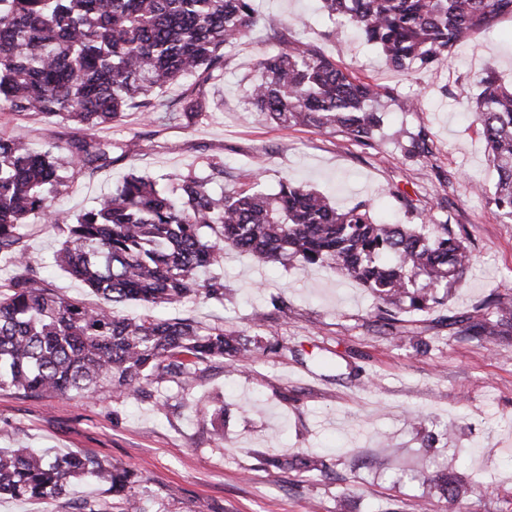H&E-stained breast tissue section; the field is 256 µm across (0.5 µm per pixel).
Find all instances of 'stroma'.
I'll use <instances>...</instances> for the list:
<instances>
[{"instance_id":"1","label":"stroma","mask_w":512,"mask_h":512,"mask_svg":"<svg viewBox=\"0 0 512 512\" xmlns=\"http://www.w3.org/2000/svg\"><path fill=\"white\" fill-rule=\"evenodd\" d=\"M253 6L262 23L226 47L224 70L208 84V119L188 126L132 111L98 128L102 138L139 136L140 150L61 187L60 218L90 206L130 172L171 175L214 158L224 163L228 190L255 173L269 193L286 179L328 195L342 210L371 201L385 222L464 226L472 259L462 284L439 289L429 310H401L397 333L374 326L372 295L331 267L293 258L260 266L225 249L223 303L150 312L167 319L190 313L246 335L264 314L278 353L258 354L232 373L214 365L189 386L154 383L136 398L108 387L87 399L0 388V448L20 444L52 457L77 451L121 462L138 473L133 494L147 512H336L343 495L351 512H419L426 498L432 512H512V332L478 341L454 323L489 298L512 299V221L467 187L471 179L493 185L495 172L466 100L485 68L512 83V16L475 32L450 58L405 73L387 68L356 28L334 25L317 0ZM280 33L301 36L342 69L397 92L373 146L339 132L270 124L254 111L248 95L257 64L278 48ZM405 98L419 101L420 110L404 111ZM421 128L434 154L407 159L408 136ZM1 131L37 151L86 133L75 123L8 113L0 114ZM399 191L412 199V211L396 200ZM24 233L34 265L57 293L97 303L56 267L54 229L32 222ZM420 340L427 350L417 349ZM213 395L228 410L220 436L194 413ZM307 451L323 456L325 472L261 463L268 453ZM444 468L469 484L453 507L424 481ZM85 500L108 505L112 497L88 478L60 499L1 495L0 512H78Z\"/></svg>"}]
</instances>
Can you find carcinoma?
<instances>
[{
  "label": "carcinoma",
  "instance_id": "1",
  "mask_svg": "<svg viewBox=\"0 0 512 512\" xmlns=\"http://www.w3.org/2000/svg\"><path fill=\"white\" fill-rule=\"evenodd\" d=\"M328 15L358 28L378 47L385 64L409 71L438 61L476 30L512 15V0H322ZM258 24L252 0H0V112L72 121L93 130L118 122L130 110L152 112L170 83L187 80L173 111L188 124L208 112L206 85L224 69V48ZM250 103L267 120L341 132L372 146L383 127L391 91L356 76L300 38L259 63ZM478 93L468 98L496 174L489 197L512 221V85L491 70L475 75ZM112 142L75 138L57 153L37 152L20 138L0 133V261L15 268L0 282V388L68 398L108 386L135 395L144 384L189 385L214 363L240 365L259 351H275L266 330L246 336L205 326L193 316L130 319L117 307H147L190 299L224 303L223 277L201 281L217 269L224 248L259 263L297 258L330 266L359 282L379 303L377 317L391 330V309L423 311L436 290L462 281L470 253L461 231L449 224H380L369 205L339 210L318 192L288 181L266 193L254 178L230 191L211 184L224 177V162L208 161L169 176L128 175L112 193L64 220L53 210L63 171L111 165ZM410 157L433 156L421 128L409 136ZM31 219L62 237L54 256L61 271L81 280L102 300L90 307L60 296L40 275L25 244ZM495 301L464 318L463 335L494 336L512 322ZM224 431V407L199 409ZM277 469L321 472L314 453L269 457ZM92 476L108 486L112 512H144L131 499L140 478L125 466L81 453L46 460L28 448H0V493L56 499L72 481ZM452 503L461 487L448 472L432 477Z\"/></svg>",
  "mask_w": 512,
  "mask_h": 512
}]
</instances>
